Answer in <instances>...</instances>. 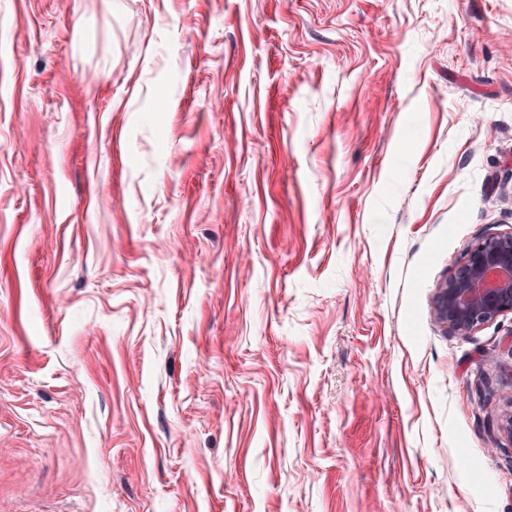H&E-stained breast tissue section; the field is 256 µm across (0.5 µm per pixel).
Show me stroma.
Returning <instances> with one entry per match:
<instances>
[{"mask_svg":"<svg viewBox=\"0 0 512 512\" xmlns=\"http://www.w3.org/2000/svg\"><path fill=\"white\" fill-rule=\"evenodd\" d=\"M512 0H0V512H512ZM512 312V232L470 244L438 287L435 320L459 335Z\"/></svg>","mask_w":512,"mask_h":512,"instance_id":"stroma-1","label":"stroma"}]
</instances>
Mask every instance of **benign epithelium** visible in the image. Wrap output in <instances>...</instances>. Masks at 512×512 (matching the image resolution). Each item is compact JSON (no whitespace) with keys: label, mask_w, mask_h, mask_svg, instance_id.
Returning a JSON list of instances; mask_svg holds the SVG:
<instances>
[{"label":"benign epithelium","mask_w":512,"mask_h":512,"mask_svg":"<svg viewBox=\"0 0 512 512\" xmlns=\"http://www.w3.org/2000/svg\"><path fill=\"white\" fill-rule=\"evenodd\" d=\"M512 312V232L486 235L464 251L438 287L435 320L468 335Z\"/></svg>","instance_id":"7a95c632"}]
</instances>
